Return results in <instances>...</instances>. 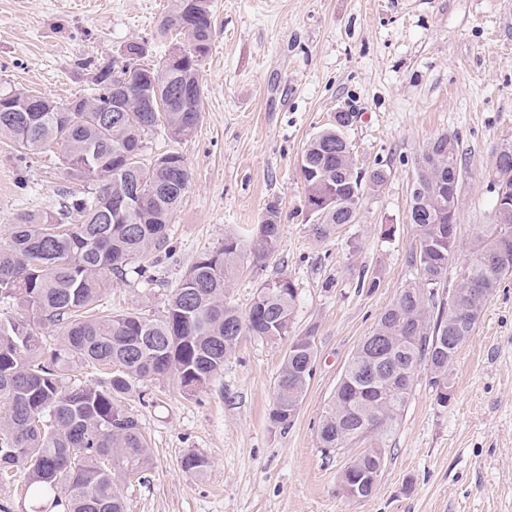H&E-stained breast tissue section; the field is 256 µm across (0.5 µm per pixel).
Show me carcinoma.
Returning a JSON list of instances; mask_svg holds the SVG:
<instances>
[{
    "mask_svg": "<svg viewBox=\"0 0 512 512\" xmlns=\"http://www.w3.org/2000/svg\"><path fill=\"white\" fill-rule=\"evenodd\" d=\"M212 0H172L161 32L187 38L155 62L141 45H127L122 60L123 100L114 93L113 65L93 60L92 86L66 101L27 92L5 94L15 111L0 112V135L11 139L28 162L59 147V168L88 184L77 194L61 192L55 213L24 211L0 243V303L18 313L0 316V475L24 474L34 496L52 499L64 512H124L117 487L151 464L149 444L137 420L118 404L138 384L172 377L188 391L224 371L243 336L288 339L290 347L275 387L272 421L291 422L311 378L315 347L311 333L290 335L296 304L294 283L279 276L257 290L247 313L230 301L245 259L272 255L282 213L267 205L256 239L233 233L200 257L182 278L163 313H93L112 277L121 278L139 256L165 252L168 228L190 186L182 156L162 153L142 161V136L161 131L174 139L191 136L200 121L203 91L199 72L213 39ZM125 105L117 114L115 107ZM344 131L332 124L314 136L301 155L305 205L321 238L357 217L360 201L381 188L387 170L357 169L345 149ZM434 169H417L419 189L411 196L417 237L412 263L417 277L379 316L371 342L351 355L318 424L321 448H346L363 441L341 471L340 487L383 468L394 423L404 410L421 368L430 371L436 403L448 407L454 391L450 373L469 341L486 303L512 266L495 258L498 245L512 242V207L494 206V223L483 225L448 310L439 289L455 258L456 213L462 182L454 140L442 134L429 143ZM496 193L512 195V154L489 173ZM125 198L121 207L114 200ZM50 328L60 346L43 354L41 330ZM106 367L99 383L66 380L72 365ZM181 467L203 474L207 458L187 453Z\"/></svg>",
    "mask_w": 512,
    "mask_h": 512,
    "instance_id": "carcinoma-1",
    "label": "carcinoma"
}]
</instances>
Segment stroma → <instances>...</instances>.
Wrapping results in <instances>:
<instances>
[{
  "label": "stroma",
  "mask_w": 512,
  "mask_h": 512,
  "mask_svg": "<svg viewBox=\"0 0 512 512\" xmlns=\"http://www.w3.org/2000/svg\"><path fill=\"white\" fill-rule=\"evenodd\" d=\"M214 34L200 71L203 109L181 140L145 135L144 155L183 156L191 187L170 227V249L107 288L115 313L159 315L174 288L225 233L250 238L268 203L283 216L262 269L245 264L230 295L247 312L263 281L297 289L293 333L313 331L317 359L299 409L272 421L287 341L242 337L224 372L195 392L149 381L119 404L149 440L152 465L118 485L126 512H512V274L489 299L453 366L454 394L439 408L426 374L394 427L370 497L339 490L346 457L319 448L317 428L344 368L379 314L414 281L408 215L422 151L457 142L463 183L458 248L440 291L448 299L496 191L488 174L512 141V0H213ZM170 0H0V92L67 99L90 85L82 59H121L173 41L159 22ZM357 168L389 173L364 195L356 223L316 237L300 172L305 144L336 113ZM68 184L54 154L19 166L0 136V242L19 211H57ZM378 285H358L360 270ZM190 451L204 474L183 470ZM0 512H62L31 497L25 478L0 483Z\"/></svg>",
  "instance_id": "obj_1"
}]
</instances>
